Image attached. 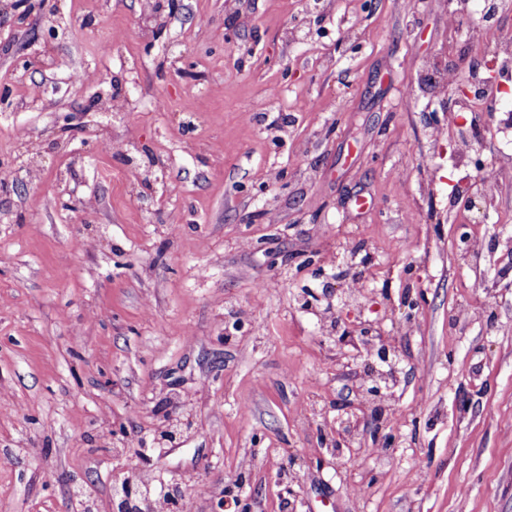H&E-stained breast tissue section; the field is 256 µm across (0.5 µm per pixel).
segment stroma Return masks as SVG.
<instances>
[{
    "instance_id": "stroma-1",
    "label": "stroma",
    "mask_w": 512,
    "mask_h": 512,
    "mask_svg": "<svg viewBox=\"0 0 512 512\" xmlns=\"http://www.w3.org/2000/svg\"><path fill=\"white\" fill-rule=\"evenodd\" d=\"M8 2L0 512H113L143 465L184 512H512V180L460 209L477 172L429 130L489 162L512 132L418 86L459 61L455 0ZM363 323L398 360L381 400Z\"/></svg>"
}]
</instances>
